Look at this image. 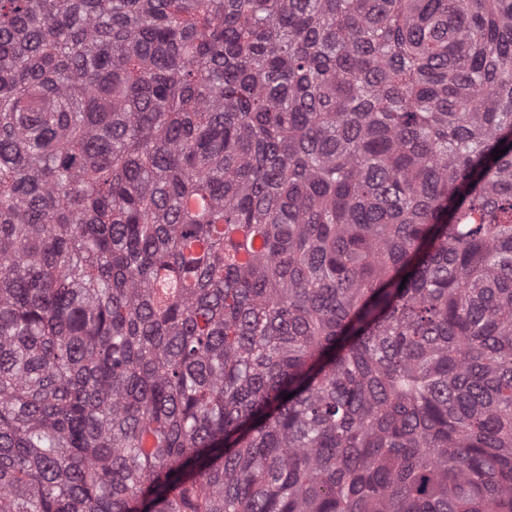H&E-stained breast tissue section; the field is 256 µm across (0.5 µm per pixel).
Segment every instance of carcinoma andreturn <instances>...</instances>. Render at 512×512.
Wrapping results in <instances>:
<instances>
[{
    "label": "carcinoma",
    "mask_w": 512,
    "mask_h": 512,
    "mask_svg": "<svg viewBox=\"0 0 512 512\" xmlns=\"http://www.w3.org/2000/svg\"><path fill=\"white\" fill-rule=\"evenodd\" d=\"M0 512H512V0H0Z\"/></svg>",
    "instance_id": "cac0c4a2"
}]
</instances>
